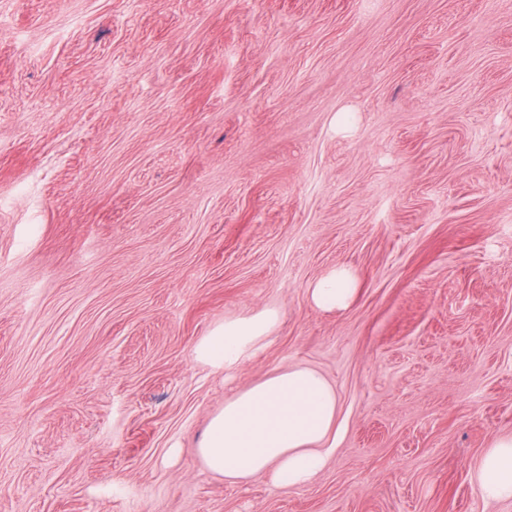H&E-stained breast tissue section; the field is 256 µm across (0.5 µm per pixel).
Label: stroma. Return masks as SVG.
I'll return each instance as SVG.
<instances>
[{"instance_id": "1", "label": "stroma", "mask_w": 512, "mask_h": 512, "mask_svg": "<svg viewBox=\"0 0 512 512\" xmlns=\"http://www.w3.org/2000/svg\"><path fill=\"white\" fill-rule=\"evenodd\" d=\"M267 306L233 383L195 361ZM288 365L347 418L328 469L209 473ZM506 435L512 0H0V512H512L474 478ZM358 279L354 271L344 265L333 267L307 288L310 304L324 312L347 309L354 301ZM280 319L276 307L224 318L196 343L194 357L231 377L269 347Z\"/></svg>"}]
</instances>
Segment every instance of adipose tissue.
<instances>
[{"label":"adipose tissue","mask_w":512,"mask_h":512,"mask_svg":"<svg viewBox=\"0 0 512 512\" xmlns=\"http://www.w3.org/2000/svg\"><path fill=\"white\" fill-rule=\"evenodd\" d=\"M357 289L354 271L340 265L311 283L307 294L314 308L336 312L352 304ZM280 319L275 307L225 318L196 343L194 357L232 376L269 347ZM346 429L330 381L313 367L290 365L234 390L210 417L196 452L209 472L228 483L265 476L300 488L325 471ZM475 480L485 500H512V436L486 449Z\"/></svg>","instance_id":"ef3b65f1"}]
</instances>
